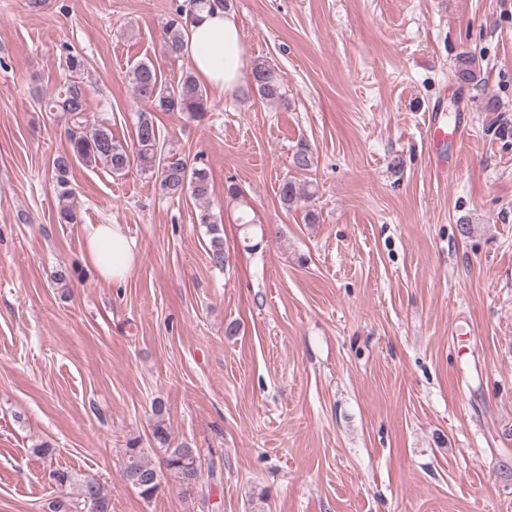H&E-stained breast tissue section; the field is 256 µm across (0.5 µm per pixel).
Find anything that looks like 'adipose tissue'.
Instances as JSON below:
<instances>
[{
  "instance_id": "ef3b65f1",
  "label": "adipose tissue",
  "mask_w": 512,
  "mask_h": 512,
  "mask_svg": "<svg viewBox=\"0 0 512 512\" xmlns=\"http://www.w3.org/2000/svg\"><path fill=\"white\" fill-rule=\"evenodd\" d=\"M182 34L181 54L189 59L196 77L218 91H237L247 57L234 16L220 9L186 11ZM85 251L98 276L110 283L125 280L135 261L133 245L116 224L92 226Z\"/></svg>"
}]
</instances>
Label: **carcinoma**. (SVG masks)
Instances as JSON below:
<instances>
[{
	"label": "carcinoma",
	"mask_w": 512,
	"mask_h": 512,
	"mask_svg": "<svg viewBox=\"0 0 512 512\" xmlns=\"http://www.w3.org/2000/svg\"><path fill=\"white\" fill-rule=\"evenodd\" d=\"M183 11V5L176 6L162 25L163 50L175 59L180 57L182 46L180 25ZM86 69L87 62L83 57L67 53L65 81L53 96L43 100L44 111L62 113L67 123L65 135L69 149L53 160V175L61 201L58 222H79L78 212L70 203L72 191L69 173L76 162L87 166L102 164L114 174H121L136 165L145 172L157 174L159 188L168 195L188 193L198 200L208 199L211 183L207 169L188 166L186 159L166 148L155 121L157 112H180L189 120H204L210 109V100L195 76L186 72L178 81L170 83L161 78L150 61H139L130 68L128 80L133 92L148 108L138 113L132 145L129 146L114 138L109 125L98 123L91 126L87 123ZM455 76L458 83L466 86L477 88L484 82L480 65L474 57L464 52L456 59ZM251 88L260 98L270 102L279 101L285 96L280 74L265 62L255 63ZM291 164L297 171H310L314 160L309 148L305 145L299 147L292 156ZM278 194L282 206L287 210L300 202L308 203L313 198V192L292 177L282 180ZM198 223L206 225L211 234L208 248L210 263L217 268H224L229 262V256L224 249V238L208 208L200 210ZM153 408L157 415L153 437L164 449L165 468L174 478L180 493L189 496L198 489L201 473L199 450L188 444L169 447V435L162 419V402H155ZM53 476L59 484L73 487L76 495L73 501L57 503L56 512H68L71 508H79L82 512H112V496L95 478L68 470H56ZM123 478L146 500L152 499L160 490L159 472L145 460V449L134 444L124 450Z\"/></svg>",
	"instance_id": "1"
}]
</instances>
